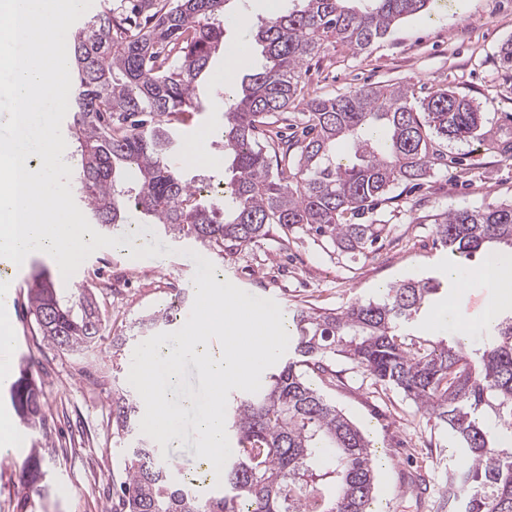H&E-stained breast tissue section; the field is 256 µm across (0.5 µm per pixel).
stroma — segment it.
Returning <instances> with one entry per match:
<instances>
[{
    "label": "stroma",
    "instance_id": "35a3bbf8",
    "mask_svg": "<svg viewBox=\"0 0 512 512\" xmlns=\"http://www.w3.org/2000/svg\"><path fill=\"white\" fill-rule=\"evenodd\" d=\"M512 38V0H447L444 8L402 21L363 51L338 44L307 62L309 94L331 97L367 84L404 83L422 98L450 87L479 104L488 130L512 131V67L502 63L501 44ZM216 55L198 87L195 113L182 145L201 140L207 165L188 164L189 174L219 190L224 151L215 132L224 124L225 104L241 89V73L224 74ZM434 172L426 185L399 183L392 197L361 221L391 227L362 255L324 247L298 231L272 226L255 246L211 255L222 281L248 292L271 295L286 311L300 307L340 309L376 297L379 287L440 273L448 255L435 241L436 215L479 210L512 201V149L481 147L479 141L435 140ZM144 238L171 253L168 268L145 273L129 251L104 247L81 265L82 278L98 302L103 330L90 349L62 352L45 341L27 312L32 268H45L55 287L70 292L51 256L30 258L19 269L12 326L16 335L14 370L30 367L40 387L44 426L27 430L25 447L12 448L0 461V512H112L115 489L125 475L128 442L112 423L115 393L133 394L127 380L135 347L148 339L138 327L146 312L181 297L189 316L195 291L189 288L196 264L185 252L195 242L175 240L143 225ZM493 289L472 285L454 291L450 331L465 326L468 343L479 346L480 325ZM335 375L320 382L323 394L362 427L374 444L380 512H442L448 489L449 455L457 442L433 419L391 387L363 374L351 362H332ZM41 449L50 476L47 490L25 486L21 472L30 449Z\"/></svg>",
    "mask_w": 512,
    "mask_h": 512
}]
</instances>
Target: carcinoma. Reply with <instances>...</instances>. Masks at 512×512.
<instances>
[{
  "instance_id": "cac0c4a2",
  "label": "carcinoma",
  "mask_w": 512,
  "mask_h": 512,
  "mask_svg": "<svg viewBox=\"0 0 512 512\" xmlns=\"http://www.w3.org/2000/svg\"><path fill=\"white\" fill-rule=\"evenodd\" d=\"M229 2L128 0L131 14L106 7L77 27L69 55L78 75L71 159L79 201L105 232L115 233L135 212L218 255L255 245L272 224L348 254L365 253L390 229L350 224L347 215L374 209L399 182L426 181L432 139L481 136L483 112L447 87L417 106L400 84L310 97L303 69L328 39L363 51L400 21L429 12L433 0H294L292 10L275 12L246 36L262 47L265 63L244 77L241 95L224 111L229 178L222 195L208 198L187 177L174 146L202 110L198 85L224 45ZM297 102L307 117L299 137L276 125ZM435 234L462 270L477 254L508 266L512 202L441 214ZM454 285L407 280L341 310H295L293 355L278 361L261 391L233 398L238 448L205 496L186 478L172 480L159 449L140 434L137 403L127 395L112 400L116 429L129 444L124 512H374L370 441L308 378L334 375L329 362L337 356L397 389L456 436L451 512H512V307L498 309L478 348L459 338H408V327ZM28 312L43 339L62 352L91 345L102 328L92 289L62 300L42 269L31 274ZM172 322L165 307L141 325ZM9 394L26 427L43 425L40 391L28 370ZM43 460L40 449L30 450L23 483L44 478Z\"/></svg>"
}]
</instances>
